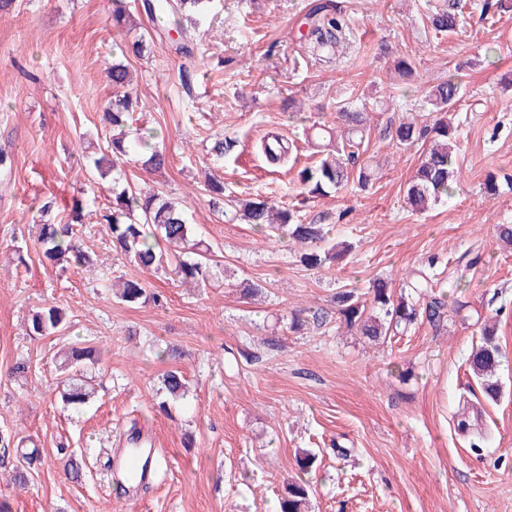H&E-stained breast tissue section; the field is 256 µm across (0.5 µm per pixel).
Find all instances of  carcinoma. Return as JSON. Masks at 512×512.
<instances>
[{
    "instance_id": "1",
    "label": "carcinoma",
    "mask_w": 512,
    "mask_h": 512,
    "mask_svg": "<svg viewBox=\"0 0 512 512\" xmlns=\"http://www.w3.org/2000/svg\"><path fill=\"white\" fill-rule=\"evenodd\" d=\"M212 0H144V13L167 18L168 27L162 30L169 36L174 30L179 34L175 50L181 54L191 53L189 44L195 39L198 20L206 17ZM340 11L333 0L314 5L307 14L309 30L307 37L313 49L326 53L327 62H332L334 47L339 42L340 22L330 11ZM132 15L128 0H113L112 26L126 33L120 45L122 55L140 57L147 50L145 36L134 35L136 26L130 23ZM431 29L438 33H453L463 24L459 3L454 2L438 9L428 16ZM107 83L112 87V97L107 101L103 116L112 126V138L107 142V151L92 159V170L100 178L112 176V210L102 215L112 234L113 247L138 267L146 270L174 267V274L190 281H206L211 273L214 252L203 242L195 239L187 217L186 209L178 201L162 197L158 192L134 187L127 179L124 165L132 162L145 171L157 172L169 164V157L160 146L158 134L152 131H138L133 128L134 112L140 100L126 91L132 81L127 65L112 62L105 68ZM430 104L444 116L431 122L425 119L408 118L395 128L394 138L401 145L422 142L427 145L415 175L406 183L405 203L415 212L429 209L445 198L451 197L458 185L459 168L452 148L457 127L445 113L453 110L462 98L461 84L456 75L429 87ZM346 129L343 144L334 148L324 145L318 164L304 167L298 178L311 196H320L336 190L356 176L359 184L365 186L373 177V169L361 167L354 173L349 170L350 161L355 159L354 149L360 147L367 131L364 113L341 112ZM261 150L272 164L287 160L291 153L289 143L278 137H267L261 142ZM205 191L209 204L215 210L224 208V182L206 177ZM230 215L248 224L257 226L267 234L287 237L302 248L301 263L310 270L319 271L334 263L347 248H338L331 242L330 229L325 224H305L294 209L275 204L268 199L240 198L230 200ZM72 218L58 224H42L39 227L38 244L42 257L49 262L65 261L76 266L90 263V256L75 237L76 226L81 224L83 203L75 202L71 208ZM479 256L456 258L448 277L460 283L464 273L478 263ZM443 282L422 272L415 273L410 281L395 292L387 281L376 279L368 289L374 312H367L364 294L356 288L342 285L337 288L333 301L340 322L349 329L357 330L371 341H377L398 330L406 329L419 320L434 326L441 323L447 309V294L441 291ZM116 297L127 304H144L155 296L148 294L146 286L139 280L126 279L119 285ZM65 314L55 306L44 307L33 312L27 322L30 337L49 336L62 328ZM497 336V321L489 317L481 322L480 343L468 358L469 370L482 380L485 395L495 400L500 394V385L492 380L501 363L502 353ZM95 347L77 343L62 353L61 369L68 373L69 387L62 394L65 405L74 409L86 403V392L82 384L80 366L85 362L97 361ZM187 380L184 374L171 369L162 375L161 390L167 399L176 401L186 394ZM13 441L0 437V455L18 457L13 480L18 484L27 481V468L35 462V452L25 453L12 448ZM314 454L305 451L297 459L301 476L291 479L285 485V493L279 500L280 512H303L309 496L310 484L303 478L311 469Z\"/></svg>"
}]
</instances>
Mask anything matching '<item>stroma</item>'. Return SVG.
<instances>
[{
	"label": "stroma",
	"mask_w": 512,
	"mask_h": 512,
	"mask_svg": "<svg viewBox=\"0 0 512 512\" xmlns=\"http://www.w3.org/2000/svg\"><path fill=\"white\" fill-rule=\"evenodd\" d=\"M313 2L214 0L188 56L166 41L122 56L112 0H13L0 11V154L11 162L0 166V434L43 455L22 486L11 480L13 461L0 465L9 512H273L304 450L317 455L309 512H512V246L495 231L512 224V13L460 0L463 31L446 35L426 24L443 0H336L344 38L327 64L298 38ZM121 57L137 76L136 125L159 132L169 156L155 174L127 166L128 179L186 205L196 238L219 256L205 284L133 265L100 220L112 183H90L88 166L112 135L104 68ZM400 58L416 84L394 73ZM183 69L193 75L186 86ZM452 70L463 93L452 113L460 184L418 213L403 193L424 147L399 145L392 130L431 113L425 88ZM347 106L368 111L360 160L374 180L309 196L297 178L317 160L306 130L341 133ZM269 133L294 143L296 162L267 166L255 144ZM220 134L235 146L216 162ZM209 173L226 195L267 197L304 223L332 225L350 251L305 268L298 245L213 211ZM87 197L97 209L84 213L80 238L95 270L47 262L40 225ZM48 198L56 206L45 214ZM466 252L479 263L447 288L466 306L441 326L422 322L377 343L335 316L341 285L364 291L382 278L397 289L428 267L444 277ZM121 277L141 280L157 302H120L112 286ZM245 279L262 294L244 298ZM51 305L65 312L63 329L29 337L32 310ZM298 310L305 324L294 331ZM489 315L502 350L494 401L466 364L477 321ZM77 339L101 351L84 368L93 394L79 411L64 407L58 369L59 349ZM171 368L187 393L164 412L159 380ZM134 425L166 461L129 508L112 499L108 456ZM65 452L85 457L81 481L65 476Z\"/></svg>",
	"instance_id": "stroma-1"
}]
</instances>
